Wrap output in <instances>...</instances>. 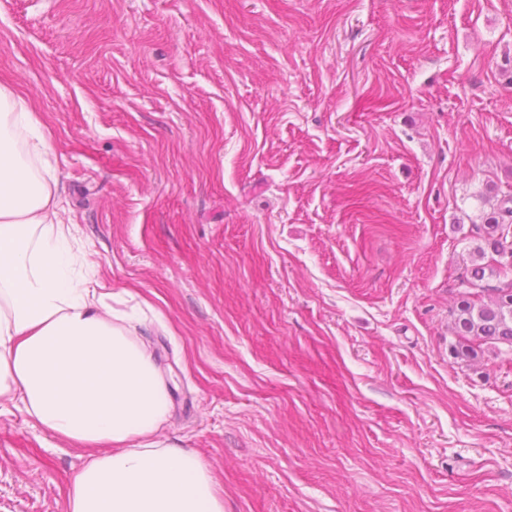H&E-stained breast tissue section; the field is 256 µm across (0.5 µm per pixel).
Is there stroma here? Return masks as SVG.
I'll return each mask as SVG.
<instances>
[{
  "instance_id": "stroma-1",
  "label": "stroma",
  "mask_w": 512,
  "mask_h": 512,
  "mask_svg": "<svg viewBox=\"0 0 512 512\" xmlns=\"http://www.w3.org/2000/svg\"><path fill=\"white\" fill-rule=\"evenodd\" d=\"M91 286L224 512H512V347L455 359L512 191V0H0ZM87 449L0 402V512Z\"/></svg>"
}]
</instances>
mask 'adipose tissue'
<instances>
[{
    "mask_svg": "<svg viewBox=\"0 0 512 512\" xmlns=\"http://www.w3.org/2000/svg\"><path fill=\"white\" fill-rule=\"evenodd\" d=\"M52 148L23 96L0 86V399L88 449L66 512H224L201 457L157 439L168 383L133 315L75 274L85 255L55 221L56 175L32 165Z\"/></svg>",
    "mask_w": 512,
    "mask_h": 512,
    "instance_id": "ef3b65f1",
    "label": "adipose tissue"
}]
</instances>
